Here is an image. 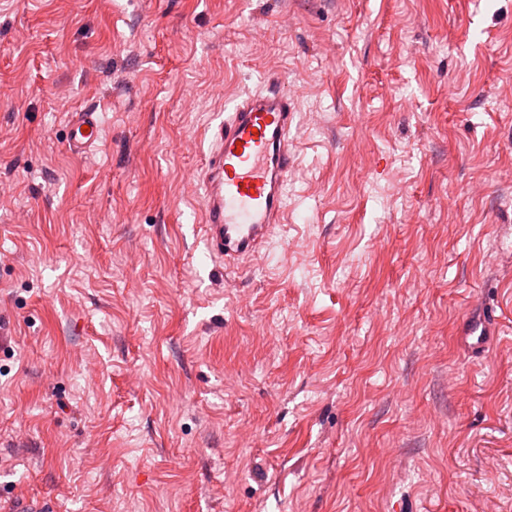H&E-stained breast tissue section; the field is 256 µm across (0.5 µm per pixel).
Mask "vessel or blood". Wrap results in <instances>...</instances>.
<instances>
[{
  "label": "vessel or blood",
  "instance_id": "obj_1",
  "mask_svg": "<svg viewBox=\"0 0 512 512\" xmlns=\"http://www.w3.org/2000/svg\"><path fill=\"white\" fill-rule=\"evenodd\" d=\"M294 95L282 88L280 76L263 87L229 101L212 120L210 146L201 172L205 190L202 240L210 257L233 274L261 254L276 227L285 223V188L296 168L290 138L296 122ZM66 136L70 152L84 154L102 135L94 107L72 113ZM499 317L489 311L467 318L475 342L494 335Z\"/></svg>",
  "mask_w": 512,
  "mask_h": 512
}]
</instances>
